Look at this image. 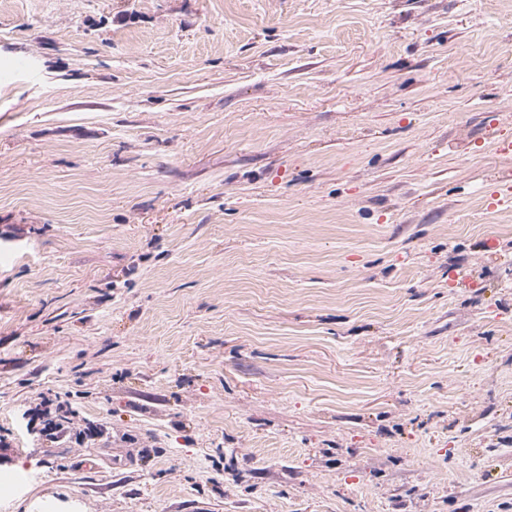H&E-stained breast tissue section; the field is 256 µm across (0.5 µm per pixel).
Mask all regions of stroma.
Masks as SVG:
<instances>
[{
    "instance_id": "obj_1",
    "label": "stroma",
    "mask_w": 512,
    "mask_h": 512,
    "mask_svg": "<svg viewBox=\"0 0 512 512\" xmlns=\"http://www.w3.org/2000/svg\"><path fill=\"white\" fill-rule=\"evenodd\" d=\"M504 173L512 0H0V512H512Z\"/></svg>"
}]
</instances>
